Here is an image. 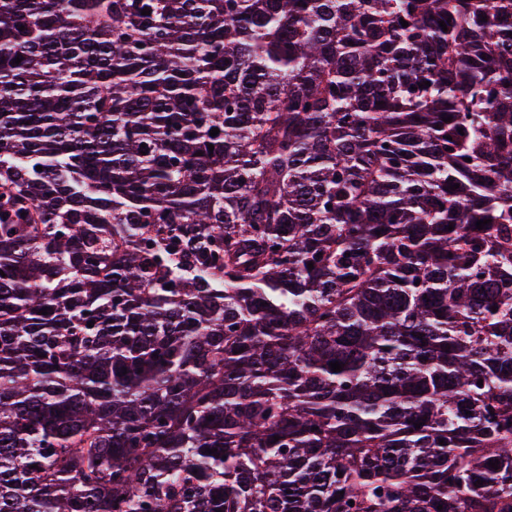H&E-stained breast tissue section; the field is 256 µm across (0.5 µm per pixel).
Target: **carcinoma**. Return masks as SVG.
Masks as SVG:
<instances>
[{"mask_svg":"<svg viewBox=\"0 0 512 512\" xmlns=\"http://www.w3.org/2000/svg\"><path fill=\"white\" fill-rule=\"evenodd\" d=\"M0 270V512H512V0H0Z\"/></svg>","mask_w":512,"mask_h":512,"instance_id":"cac0c4a2","label":"carcinoma"}]
</instances>
